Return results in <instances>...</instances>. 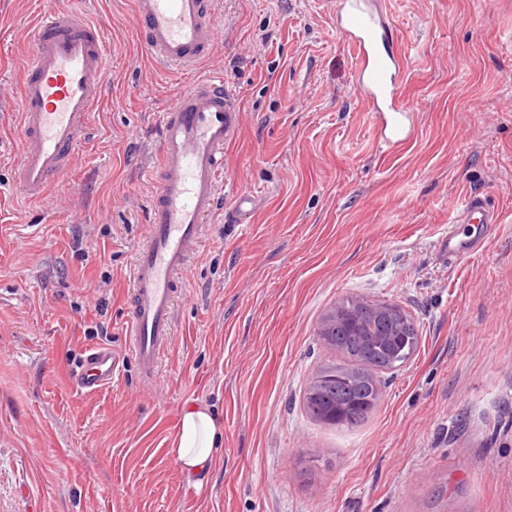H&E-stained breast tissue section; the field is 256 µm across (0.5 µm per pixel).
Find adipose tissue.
<instances>
[{"instance_id": "adipose-tissue-1", "label": "adipose tissue", "mask_w": 512, "mask_h": 512, "mask_svg": "<svg viewBox=\"0 0 512 512\" xmlns=\"http://www.w3.org/2000/svg\"><path fill=\"white\" fill-rule=\"evenodd\" d=\"M223 436V426L212 411L194 404L183 410L168 453L184 472L200 474L208 471Z\"/></svg>"}]
</instances>
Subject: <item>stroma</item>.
I'll return each instance as SVG.
<instances>
[{"label":"stroma","instance_id":"obj_1","mask_svg":"<svg viewBox=\"0 0 512 512\" xmlns=\"http://www.w3.org/2000/svg\"><path fill=\"white\" fill-rule=\"evenodd\" d=\"M382 5L416 120L395 148L355 90L336 0H214L218 38L190 70L156 67L134 0H0V512H512V0ZM62 6L106 31L105 96L33 232L20 83L38 15ZM209 73L236 93L241 127L146 380L123 324L157 116ZM468 190L501 222L451 266L448 228L479 235L455 221ZM244 192L253 221L235 224ZM347 297L398 304L420 336L353 429L304 407L317 370L339 361L318 327ZM101 342L120 355L118 380L72 389L71 367ZM193 402L224 425L199 483L168 454Z\"/></svg>","mask_w":512,"mask_h":512}]
</instances>
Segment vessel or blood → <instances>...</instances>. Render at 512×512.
<instances>
[{
  "instance_id": "obj_1",
  "label": "vessel or blood",
  "mask_w": 512,
  "mask_h": 512,
  "mask_svg": "<svg viewBox=\"0 0 512 512\" xmlns=\"http://www.w3.org/2000/svg\"><path fill=\"white\" fill-rule=\"evenodd\" d=\"M135 21L147 51L162 67L198 64L218 34L211 0H135ZM335 22L354 51L355 87L374 114L379 140L389 147L405 143L415 124L400 100L407 68L394 48V31L374 0H338ZM33 42L21 82L17 147L23 193L40 203L90 140L105 86L106 41L103 26L61 7L35 22ZM241 119L242 108L220 76L197 79L159 117L157 185L145 242L136 252L125 321L128 348L144 377L154 376L174 334L176 282L218 208L224 145L238 135ZM458 220L487 226L499 223L500 215L471 192L460 202ZM439 249L452 264L479 246L451 231ZM119 374L118 354L96 345L85 350L70 383L79 391L98 392L110 388Z\"/></svg>"
}]
</instances>
